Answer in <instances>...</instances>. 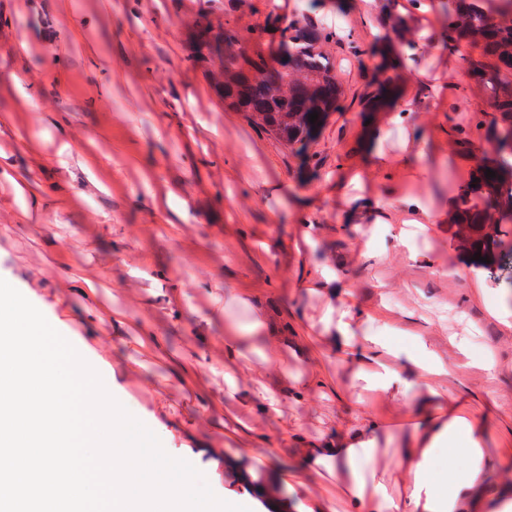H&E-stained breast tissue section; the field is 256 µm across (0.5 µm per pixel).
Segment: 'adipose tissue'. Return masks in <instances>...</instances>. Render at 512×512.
Returning <instances> with one entry per match:
<instances>
[{
	"label": "adipose tissue",
	"instance_id": "ef3b65f1",
	"mask_svg": "<svg viewBox=\"0 0 512 512\" xmlns=\"http://www.w3.org/2000/svg\"><path fill=\"white\" fill-rule=\"evenodd\" d=\"M351 292H343L325 329L362 390L403 397L410 427L372 418L337 428L323 440L295 450L289 489L305 491L311 475L328 473L341 487L344 512H512V482L489 486L486 472L512 469V458H487L485 430L468 405L448 398L444 383L452 367L419 345L410 352L370 333V318L353 313ZM278 342L273 326L255 315L245 327L226 325L218 350L180 368L224 369V385L235 388L243 374L263 375L275 366Z\"/></svg>",
	"mask_w": 512,
	"mask_h": 512
}]
</instances>
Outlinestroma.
I'll return each mask as SVG.
<instances>
[{"mask_svg":"<svg viewBox=\"0 0 512 512\" xmlns=\"http://www.w3.org/2000/svg\"><path fill=\"white\" fill-rule=\"evenodd\" d=\"M0 0V157L22 172L46 217L20 224L15 186L0 178V279L9 281L75 348L97 340L110 350L104 374L124 407L170 448H215L225 464L194 459L216 496L251 497L254 512H303L325 480L285 491L277 507L252 495L242 474L269 480L267 456L287 466L297 438L317 440L349 421L357 406L394 418L392 395L361 392L338 362L320 321L327 291L306 292L313 268L328 267L361 311H382L376 331L412 348L424 338L453 367L448 391L486 425L484 448L512 453V327L489 315L512 311V221L488 226L482 250L463 244L454 222L457 187L474 169L457 143L474 118L472 148L496 133L489 93L470 80L477 48L449 47L445 0ZM408 16L423 39L396 67L404 125L394 108L366 112L373 94V50L392 45L384 17ZM272 13L306 20L324 35L342 95L305 151L289 148L225 108L218 60L192 63L201 15L234 26L252 51H269L254 29ZM95 154L92 170L82 159ZM169 199L156 212L152 194ZM416 196L437 217L398 245L399 224L377 223L374 194ZM321 239L301 248L304 224ZM481 260H474V253ZM93 284L98 294L85 297ZM118 312L120 331L100 329L96 312ZM265 313L278 329L279 363L289 381L318 373L326 389L286 394V424L258 416L255 381L227 391L174 377L188 351L217 345L226 324ZM154 327L163 351L140 344ZM468 353H461L459 344ZM492 352L494 373L479 364ZM246 418L268 441L225 431Z\"/></svg>","mask_w":512,"mask_h":512,"instance_id":"obj_1","label":"stroma"}]
</instances>
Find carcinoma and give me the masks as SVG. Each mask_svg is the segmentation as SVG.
<instances>
[{"label": "carcinoma", "mask_w": 512, "mask_h": 512, "mask_svg": "<svg viewBox=\"0 0 512 512\" xmlns=\"http://www.w3.org/2000/svg\"><path fill=\"white\" fill-rule=\"evenodd\" d=\"M488 0H448V40L479 50L468 61V71L492 93L501 131L493 138L497 157L482 156L477 162L475 184L458 187L457 224H501L512 219V179L503 176L505 157L512 156V0H499L505 8L491 11ZM386 28L400 41L414 42V30L402 15L390 14ZM285 58L276 63L272 53L252 54L242 47L238 31L224 24L207 45L208 54L221 58L224 72V103L242 112L255 126L290 147L304 148L328 114L339 108L341 89L335 67L322 50L324 35L305 21L292 20L280 30ZM395 66L383 65L374 98L392 94ZM318 118L309 122V114ZM495 176H486V170Z\"/></svg>", "instance_id": "obj_1"}]
</instances>
